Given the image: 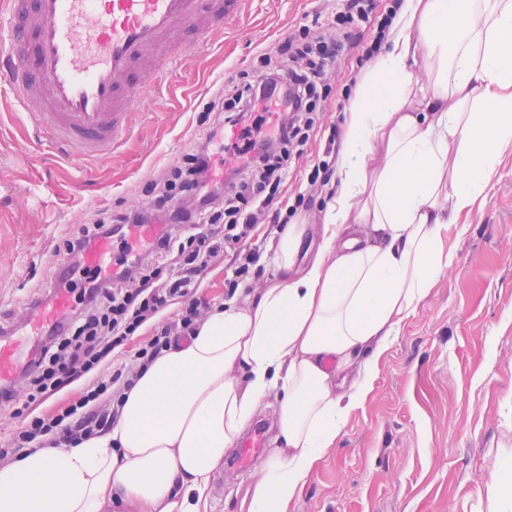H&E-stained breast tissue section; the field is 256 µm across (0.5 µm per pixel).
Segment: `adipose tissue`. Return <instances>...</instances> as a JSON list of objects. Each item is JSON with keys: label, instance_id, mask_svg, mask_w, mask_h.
Instances as JSON below:
<instances>
[{"label": "adipose tissue", "instance_id": "ef3b65f1", "mask_svg": "<svg viewBox=\"0 0 512 512\" xmlns=\"http://www.w3.org/2000/svg\"><path fill=\"white\" fill-rule=\"evenodd\" d=\"M392 35L349 103L316 252L299 263L307 227L287 225L283 280L172 341L110 431L1 467L0 512H108L117 494L134 512H200L272 394L277 433L247 512H287L512 151V0H402Z\"/></svg>", "mask_w": 512, "mask_h": 512}]
</instances>
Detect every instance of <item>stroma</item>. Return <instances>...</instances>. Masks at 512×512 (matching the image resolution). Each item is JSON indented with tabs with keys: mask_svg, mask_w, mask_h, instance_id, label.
Wrapping results in <instances>:
<instances>
[{
	"mask_svg": "<svg viewBox=\"0 0 512 512\" xmlns=\"http://www.w3.org/2000/svg\"><path fill=\"white\" fill-rule=\"evenodd\" d=\"M338 0H242L207 45L192 50L169 87H143L136 127L115 150L89 163L68 159L23 113L0 109V330L23 326L30 304L49 298L65 265L63 240L96 214L143 210L145 184L180 166L202 135L206 104L261 54L279 48ZM376 33L322 28L343 50L328 64L297 172L280 187L278 208L292 205L321 158L330 131H342L348 100L370 63ZM454 261L379 361L373 388L288 512H512L499 484L512 462V154H506L482 204L462 232L451 233ZM235 269L232 253L213 258L199 298L219 304ZM84 381L31 404L22 415L0 407V446L22 422L45 417L79 397ZM253 468L222 466L207 512H245Z\"/></svg>",
	"mask_w": 512,
	"mask_h": 512,
	"instance_id": "obj_1",
	"label": "stroma"
}]
</instances>
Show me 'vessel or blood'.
I'll return each mask as SVG.
<instances>
[{"instance_id":"1","label":"vessel or blood","mask_w":512,"mask_h":512,"mask_svg":"<svg viewBox=\"0 0 512 512\" xmlns=\"http://www.w3.org/2000/svg\"><path fill=\"white\" fill-rule=\"evenodd\" d=\"M240 0H6L0 9V71L9 106L78 160L101 156L130 134L141 86H162L187 56L177 35L205 40ZM102 239L70 256L75 268L106 270ZM58 294L28 310L27 334L0 336V390L31 366L47 325L66 314Z\"/></svg>"}]
</instances>
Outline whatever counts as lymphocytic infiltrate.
<instances>
[{
	"mask_svg": "<svg viewBox=\"0 0 512 512\" xmlns=\"http://www.w3.org/2000/svg\"><path fill=\"white\" fill-rule=\"evenodd\" d=\"M373 10V0H345L336 14L302 25L298 42L283 45L295 66L276 65L271 57L261 55L258 77L241 76L228 94L210 104L213 120L206 143L187 154L183 164L167 171L160 182L148 184L150 210L120 214L110 224L85 225L78 237L64 240L63 249L70 255L99 238L124 235L130 224L161 220L170 226L148 255L123 261L114 281L90 278L83 290L84 309L48 331L34 369L25 373L28 402L81 378L88 384L81 397L61 412L21 426L10 446L0 448L1 463L15 459L24 448H65L110 431L119 417L123 390L134 385L173 338L198 329L207 303L197 297L196 287L212 258L234 252L238 265L228 282L232 294L240 279L256 269L261 249L247 246L246 241L259 217L285 223L275 206L279 189L294 171L319 119L316 100L324 68L342 49L340 42L326 41L317 31L374 22L377 41L369 50L377 52L395 14L377 16ZM262 104L275 108L276 121L268 131L263 118L255 114ZM229 128L239 129L243 145L221 169L209 143ZM176 300L182 308L174 321L156 327L153 336L110 377L88 380V373L112 351Z\"/></svg>",
	"mask_w": 512,
	"mask_h": 512,
	"instance_id": "lymphocytic-infiltrate-1",
	"label": "lymphocytic infiltrate"
}]
</instances>
